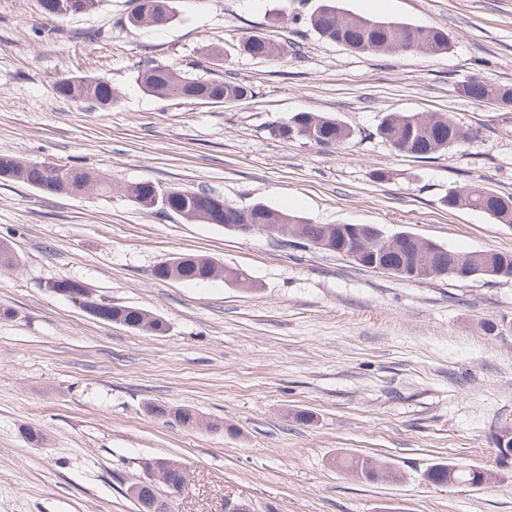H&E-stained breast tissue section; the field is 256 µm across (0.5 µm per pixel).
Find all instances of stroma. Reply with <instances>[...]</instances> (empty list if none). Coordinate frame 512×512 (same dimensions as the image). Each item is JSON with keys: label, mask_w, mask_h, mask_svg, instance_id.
Returning <instances> with one entry per match:
<instances>
[{"label": "stroma", "mask_w": 512, "mask_h": 512, "mask_svg": "<svg viewBox=\"0 0 512 512\" xmlns=\"http://www.w3.org/2000/svg\"><path fill=\"white\" fill-rule=\"evenodd\" d=\"M320 0H176L164 26L127 21L134 0L50 21L38 0H0V155L82 167L108 196L46 194L0 181V512H138L126 494L141 459L180 461L174 512H512L505 480L452 490L431 465L493 469V431L512 425V277L406 281L343 257L277 246L215 224L138 208L128 182L210 188L239 208L261 202L316 224H376L458 252H512V224L451 210L449 188L512 194V109L463 100L473 74L512 84V0H339L353 14L445 30L442 54H357L306 24ZM87 31L100 32L96 41ZM262 36L285 58L241 53ZM190 77L232 76L236 104L141 91L143 61ZM100 76L110 106L56 97L63 77ZM336 115L341 148L272 138L294 113ZM387 112H445L473 138L423 161L375 137ZM201 255L244 270L254 289L155 278ZM82 282L105 304L147 309L153 335L103 322L51 292ZM152 404L193 408L180 428ZM220 430L213 431L209 422ZM41 430V448L26 428ZM369 455L398 480L337 465Z\"/></svg>", "instance_id": "1"}]
</instances>
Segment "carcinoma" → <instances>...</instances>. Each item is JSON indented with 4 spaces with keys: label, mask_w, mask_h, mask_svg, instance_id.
Returning a JSON list of instances; mask_svg holds the SVG:
<instances>
[{
    "label": "carcinoma",
    "mask_w": 512,
    "mask_h": 512,
    "mask_svg": "<svg viewBox=\"0 0 512 512\" xmlns=\"http://www.w3.org/2000/svg\"><path fill=\"white\" fill-rule=\"evenodd\" d=\"M90 4L95 11L99 0H39L41 12L49 20L78 14L82 3ZM175 17L174 0H138L129 16L130 24L164 26ZM308 25L322 38L344 43L359 53H400L409 42L417 43L419 49L431 54L448 50V34L434 26L412 25L388 19H370L350 15L336 5V0L323 3L308 18ZM242 50L255 58L277 59L283 50L263 37L247 39ZM138 81L145 92L155 97L178 98L182 100H205L222 103L226 100L245 101L253 98L251 85L233 78L201 79L188 77L170 66H147L138 74ZM56 96L74 102H94L106 106L112 102V87L101 77H64L54 86ZM491 103L501 108H512V85L490 82ZM271 137L288 141L304 139L325 148H340L353 139V131L338 117L315 112H297L282 122L269 126ZM375 135L394 150L414 158L429 159L445 152L471 137L468 127L446 114L440 113H397L383 115ZM0 165L10 168L15 175L13 182L30 186L40 192L55 194L63 189L70 194L111 192L110 183L104 178L80 167L50 165L43 162L23 160L11 155H0ZM159 186L151 181L131 182L123 192L138 207H143L146 198L156 197ZM222 196L206 189H174V192L160 197L158 210L173 213L184 219L202 224H220L232 230L237 223L241 209L224 204L216 210L212 202ZM450 210L472 209L487 214L498 224H512V194L498 193L481 185L451 187L442 200ZM252 224H279L282 238L280 245L304 241L317 247L326 236L329 225L314 224L307 218L289 212L266 208L261 202L249 207ZM393 234L378 229L373 253L377 260L384 258L395 262L398 257L390 248ZM179 263L170 267L164 262L154 269V276L167 280L173 276L180 281L208 282L216 279L213 275L217 262L198 255H182ZM20 256L6 238L0 239V266L17 268ZM54 293L72 292L79 294L84 285L76 280L61 278L48 284ZM101 320L111 323L121 321L125 327L139 332L155 334L167 330L166 322L158 315L138 307L112 304ZM151 413L165 418V422L185 428L200 425L199 415L191 408L180 405H153ZM339 465L349 473L367 481L395 480L398 478L389 465L371 456H357L344 459ZM455 478L472 485H486L499 479V473L483 467L462 465L455 472ZM180 480L176 470H170L153 483L141 488L136 502L141 512H149L152 502L161 497L159 486L171 489Z\"/></svg>",
    "instance_id": "obj_1"
}]
</instances>
